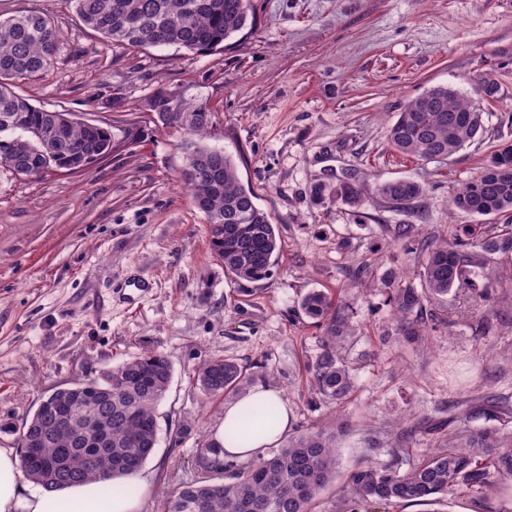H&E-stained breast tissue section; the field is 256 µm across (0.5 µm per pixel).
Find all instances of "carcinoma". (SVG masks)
Masks as SVG:
<instances>
[{
	"mask_svg": "<svg viewBox=\"0 0 512 512\" xmlns=\"http://www.w3.org/2000/svg\"><path fill=\"white\" fill-rule=\"evenodd\" d=\"M84 25L121 47L177 46L190 52L216 51L255 23L252 0H71ZM57 51L51 18L26 12L0 17V170L33 175L48 168L82 172L108 157L118 144L109 127L90 125L69 113L37 108L14 91L19 82L47 72ZM144 107L158 121L193 136H203L214 113L205 104L187 106L167 88L156 89ZM483 113L448 87L432 88L403 106L388 130L398 152L418 160L446 159L480 138ZM180 181L193 205L207 219L213 253L237 282L257 284L273 276L281 251L276 224L239 178L237 165L223 151L197 143ZM375 193L406 208L424 193L421 184L392 179ZM316 202L361 208L371 196L366 186L339 180L314 187ZM457 213L491 216L512 213V143L495 150L483 170L451 198ZM512 259V228L488 234L471 224L462 235L424 242L416 263L421 289L393 288L390 300L397 335L421 340L428 327V304L469 283L473 259ZM301 312L321 324V354L308 366L310 385L323 401L340 405L353 393L354 380L340 356L351 337L353 308L313 290L300 302ZM208 398L236 390L246 379L233 360L213 358L194 375ZM172 379V366L157 351L145 352L104 371L100 378L60 389L39 404L20 431V467L47 491L96 482L102 495H132L117 480L136 473L157 444L155 407ZM246 415L273 430L276 405L258 402ZM402 449L379 463L361 461L345 477L331 512H374L380 505L433 504L449 493L470 489L490 496L499 482L512 481V434L472 431L458 426L446 442L401 470ZM228 476L201 480L169 491L165 512H312L326 486L336 482V436L322 429L300 432L243 466L227 464Z\"/></svg>",
	"mask_w": 512,
	"mask_h": 512,
	"instance_id": "obj_1",
	"label": "carcinoma"
}]
</instances>
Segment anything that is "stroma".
Returning <instances> with one entry per match:
<instances>
[{
  "mask_svg": "<svg viewBox=\"0 0 512 512\" xmlns=\"http://www.w3.org/2000/svg\"><path fill=\"white\" fill-rule=\"evenodd\" d=\"M256 25L224 49L122 48L85 26L69 0H0V14L36 10L57 32L53 67L22 84L34 106L122 129L135 142L80 173L38 178L0 172V447L54 391L97 379L147 350L173 375L156 408L158 444L138 472L142 512H164L163 493L224 478L204 448L224 407L256 387L277 391L290 433H333L339 469L378 460L406 442L412 456L448 437V409L487 397L512 404V261L481 270L468 290L433 303L424 343L396 342L391 286L419 287L414 255L395 239L453 237L466 218L452 195L512 141V0H253ZM494 95H485L484 82ZM215 118L204 139L235 161L242 183L277 226L273 276L237 283L210 249L208 225L177 184L190 138L154 120L144 99L158 86ZM448 85L485 114L480 140L425 162L387 140L404 104ZM408 178L424 195L398 209L374 198L361 210L320 205L318 183ZM492 299L478 303L476 292ZM322 290L354 307L342 348L354 392L336 406L308 387L321 329L298 302ZM241 365L239 389L209 400L194 381L205 360ZM385 512H512V485L482 499L458 490L428 506Z\"/></svg>",
  "mask_w": 512,
  "mask_h": 512,
  "instance_id": "1",
  "label": "stroma"
}]
</instances>
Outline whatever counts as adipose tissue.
Wrapping results in <instances>:
<instances>
[{"mask_svg": "<svg viewBox=\"0 0 512 512\" xmlns=\"http://www.w3.org/2000/svg\"><path fill=\"white\" fill-rule=\"evenodd\" d=\"M257 400H266L279 407V424L274 431H265L259 422L242 419L243 409ZM292 414L278 393L257 387L246 396L224 408L223 431L214 442L227 459L247 460L266 448L275 446L288 431ZM240 426L243 436L233 439L226 435L227 427ZM21 470L13 449L0 448V512H141L139 496H115L103 499L97 484L87 483L63 492H39L24 497L20 494Z\"/></svg>", "mask_w": 512, "mask_h": 512, "instance_id": "1", "label": "adipose tissue"}]
</instances>
